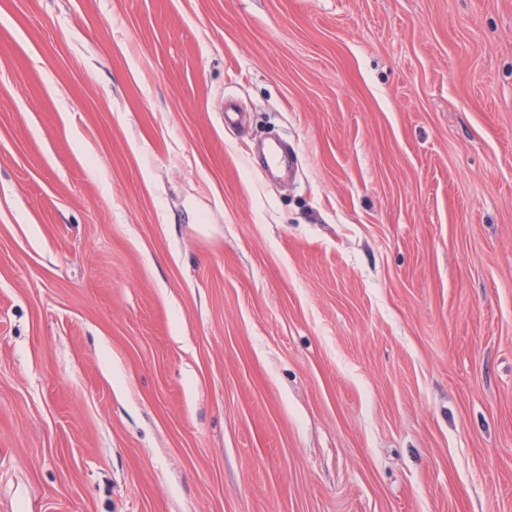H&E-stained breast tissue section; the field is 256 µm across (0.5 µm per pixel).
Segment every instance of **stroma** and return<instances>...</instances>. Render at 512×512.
Wrapping results in <instances>:
<instances>
[{
  "label": "stroma",
  "mask_w": 512,
  "mask_h": 512,
  "mask_svg": "<svg viewBox=\"0 0 512 512\" xmlns=\"http://www.w3.org/2000/svg\"><path fill=\"white\" fill-rule=\"evenodd\" d=\"M0 512H512V0H0Z\"/></svg>",
  "instance_id": "obj_1"
}]
</instances>
